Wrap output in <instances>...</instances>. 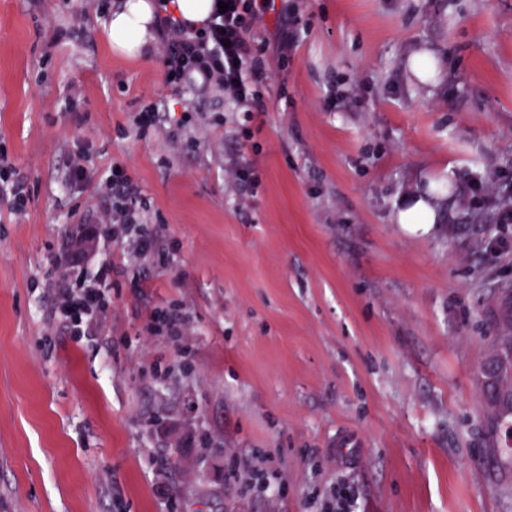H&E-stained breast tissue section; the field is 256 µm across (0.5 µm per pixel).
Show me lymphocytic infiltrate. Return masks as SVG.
<instances>
[{
    "instance_id": "1",
    "label": "lymphocytic infiltrate",
    "mask_w": 512,
    "mask_h": 512,
    "mask_svg": "<svg viewBox=\"0 0 512 512\" xmlns=\"http://www.w3.org/2000/svg\"><path fill=\"white\" fill-rule=\"evenodd\" d=\"M226 10H214L207 28L188 33L168 11V0H158L157 19L161 32L165 82L179 88L199 75L215 82L225 95L239 106H252L257 99L255 83L262 75L266 58L263 45L257 44L252 30L275 9V0H225ZM112 198V212L101 216V223L117 220L136 224L140 215L136 205L141 196L139 185L120 169H112L102 183ZM109 266H100L93 277L67 268L63 279L73 284L70 292L71 315H91L98 310L109 278Z\"/></svg>"
}]
</instances>
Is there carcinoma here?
<instances>
[{
  "label": "carcinoma",
  "instance_id": "cac0c4a2",
  "mask_svg": "<svg viewBox=\"0 0 512 512\" xmlns=\"http://www.w3.org/2000/svg\"><path fill=\"white\" fill-rule=\"evenodd\" d=\"M490 318L498 327L500 336L495 338L494 354L498 371L489 373L479 366L478 375L483 396L491 409L489 438L495 440L500 431L512 437V405H499L498 398L512 395V289L502 288L497 293L496 304Z\"/></svg>",
  "mask_w": 512,
  "mask_h": 512
}]
</instances>
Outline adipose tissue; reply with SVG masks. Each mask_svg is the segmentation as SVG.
I'll return each mask as SVG.
<instances>
[{
	"mask_svg": "<svg viewBox=\"0 0 512 512\" xmlns=\"http://www.w3.org/2000/svg\"><path fill=\"white\" fill-rule=\"evenodd\" d=\"M154 0H125L105 24V33L115 54L137 57L147 53L154 41Z\"/></svg>",
	"mask_w": 512,
	"mask_h": 512,
	"instance_id": "ef3b65f1",
	"label": "adipose tissue"
}]
</instances>
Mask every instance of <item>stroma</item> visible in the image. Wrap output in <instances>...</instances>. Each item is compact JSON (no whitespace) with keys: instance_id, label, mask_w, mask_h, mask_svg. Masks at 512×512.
<instances>
[{"instance_id":"35a3bbf8","label":"stroma","mask_w":512,"mask_h":512,"mask_svg":"<svg viewBox=\"0 0 512 512\" xmlns=\"http://www.w3.org/2000/svg\"><path fill=\"white\" fill-rule=\"evenodd\" d=\"M120 2L0 0V176L27 190L0 194V512H325L342 486L355 512H512L476 378L512 285V0H288L254 112L112 54ZM78 155L138 182L154 254L98 223ZM71 254L111 268L82 333ZM436 211L424 199L416 200L399 214L401 224H435Z\"/></svg>"}]
</instances>
